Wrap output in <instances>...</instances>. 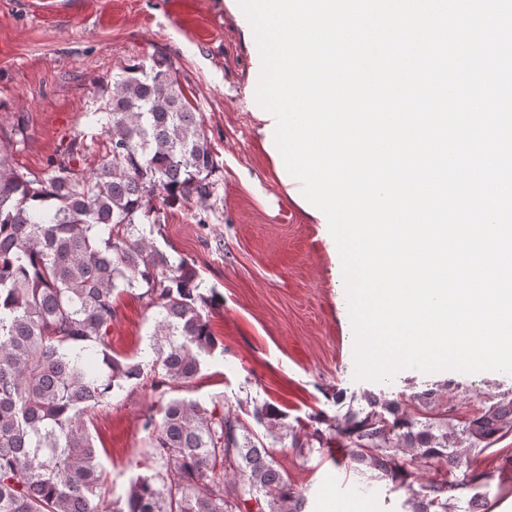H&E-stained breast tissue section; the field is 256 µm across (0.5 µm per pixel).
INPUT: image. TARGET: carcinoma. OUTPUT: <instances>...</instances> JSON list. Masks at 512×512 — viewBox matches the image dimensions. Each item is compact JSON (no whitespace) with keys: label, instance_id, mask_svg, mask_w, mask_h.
Masks as SVG:
<instances>
[{"label":"carcinoma","instance_id":"carcinoma-1","mask_svg":"<svg viewBox=\"0 0 512 512\" xmlns=\"http://www.w3.org/2000/svg\"><path fill=\"white\" fill-rule=\"evenodd\" d=\"M105 136L96 167L74 140L41 174L0 154V512H304L272 449L239 414L196 400L159 403L145 472L126 499L103 505L89 417L139 365L112 355L114 296L136 288L158 309L154 389L187 383L217 349L199 274L157 249L146 227L170 201L205 204L218 168L200 113L173 59L157 52L103 84ZM253 419L274 438L283 414L257 405ZM352 459L405 487L410 512H456L448 495V421L372 412L337 426ZM512 432V400L465 422L472 448ZM437 476L414 485V467Z\"/></svg>","mask_w":512,"mask_h":512}]
</instances>
